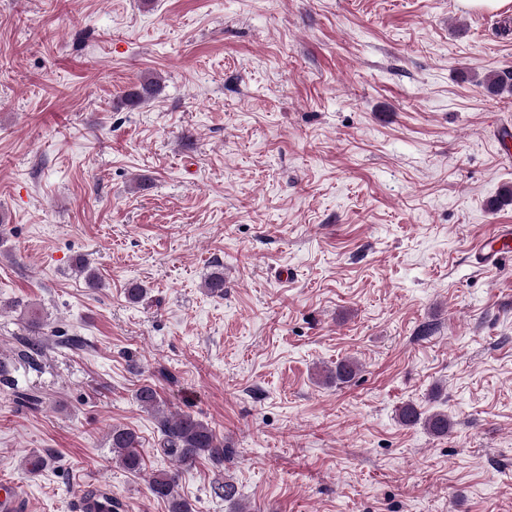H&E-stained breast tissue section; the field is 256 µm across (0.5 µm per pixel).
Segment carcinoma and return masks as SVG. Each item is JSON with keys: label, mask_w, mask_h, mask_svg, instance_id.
I'll list each match as a JSON object with an SVG mask.
<instances>
[{"label": "carcinoma", "mask_w": 512, "mask_h": 512, "mask_svg": "<svg viewBox=\"0 0 512 512\" xmlns=\"http://www.w3.org/2000/svg\"><path fill=\"white\" fill-rule=\"evenodd\" d=\"M487 93L497 96L503 91H512V72L494 73L481 81ZM160 90V82L153 74L144 75L139 83L128 90L122 98V105L135 109L154 97ZM204 286L212 295H224V271L218 270L210 274ZM19 320L30 339L24 342L21 356L33 362L41 353V342L37 337L45 335L47 323L32 306L20 311ZM359 364L353 358H344L336 362L335 368L329 370L328 376L338 384L351 382L358 374ZM140 406L157 413L158 428L162 436L163 447L174 455L179 466H192L204 458L221 463L224 456L231 450L224 447L215 431L202 420L189 413H178L170 416L159 414V399L156 388L151 385L141 386L136 393ZM399 421L405 426L423 425L434 436H446L452 428L448 413L443 411L425 414L414 404H406L399 410ZM113 460L124 470L138 473L143 469V458L138 450L140 441L135 431L125 426H112L109 432ZM25 469L32 474H39L47 467L45 454L33 451L24 457ZM178 473L162 472L154 475L149 483L152 495L167 504L169 512H194L192 504L177 492ZM224 502L229 505L230 512H245L238 507L240 500L239 488L231 478H224L221 486Z\"/></svg>", "instance_id": "1"}]
</instances>
